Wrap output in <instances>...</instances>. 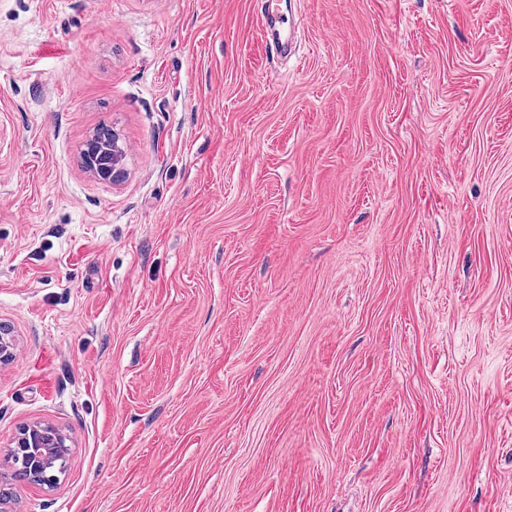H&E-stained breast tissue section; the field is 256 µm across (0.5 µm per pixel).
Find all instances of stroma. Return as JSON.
Instances as JSON below:
<instances>
[{
  "mask_svg": "<svg viewBox=\"0 0 512 512\" xmlns=\"http://www.w3.org/2000/svg\"><path fill=\"white\" fill-rule=\"evenodd\" d=\"M0 321L11 512H512V0H0ZM91 150L98 156L105 155L107 158L105 169L97 168L88 162L86 151ZM125 158L124 144L114 131L112 145L107 141L97 142V135H95L85 147V160L89 171L99 180L109 181L112 184L120 183L125 177V170L122 167ZM67 441V436L58 428L48 424L33 423L20 429L11 451L24 448L30 469L36 473L42 471L52 458L45 474L48 477H57V474H63L67 469L68 452L58 458L54 456L69 447Z\"/></svg>",
  "mask_w": 512,
  "mask_h": 512,
  "instance_id": "35a3bbf8",
  "label": "stroma"
}]
</instances>
